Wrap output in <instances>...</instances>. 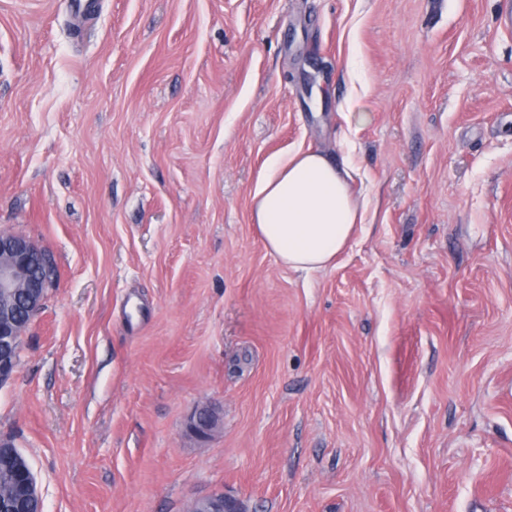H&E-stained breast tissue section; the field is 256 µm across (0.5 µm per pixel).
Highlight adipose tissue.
<instances>
[{"instance_id": "1", "label": "adipose tissue", "mask_w": 512, "mask_h": 512, "mask_svg": "<svg viewBox=\"0 0 512 512\" xmlns=\"http://www.w3.org/2000/svg\"><path fill=\"white\" fill-rule=\"evenodd\" d=\"M251 216L265 248L302 271L334 261L365 221L347 168L312 150L268 159Z\"/></svg>"}]
</instances>
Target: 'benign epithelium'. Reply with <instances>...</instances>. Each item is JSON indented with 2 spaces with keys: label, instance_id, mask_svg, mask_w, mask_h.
<instances>
[{
  "label": "benign epithelium",
  "instance_id": "obj_1",
  "mask_svg": "<svg viewBox=\"0 0 512 512\" xmlns=\"http://www.w3.org/2000/svg\"><path fill=\"white\" fill-rule=\"evenodd\" d=\"M39 247L30 239L11 233H0V300L12 299L23 290L30 319L42 311L46 287L31 274L39 255ZM27 320L0 313V386L14 377ZM216 418L206 409L195 412L187 423L190 433L199 438L208 436ZM0 465L12 469L13 482L9 497L30 506V512H43L42 498L36 477L22 452L8 439H0ZM237 512V503L222 493L212 494L192 503L191 512Z\"/></svg>",
  "mask_w": 512,
  "mask_h": 512
}]
</instances>
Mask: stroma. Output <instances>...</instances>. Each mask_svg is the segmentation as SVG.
Segmentation results:
<instances>
[{
  "instance_id": "1",
  "label": "stroma",
  "mask_w": 512,
  "mask_h": 512,
  "mask_svg": "<svg viewBox=\"0 0 512 512\" xmlns=\"http://www.w3.org/2000/svg\"><path fill=\"white\" fill-rule=\"evenodd\" d=\"M71 2L0 0V233L59 274L0 436L44 512H512V0ZM309 148L366 220L305 273L251 205ZM216 418L214 414L206 409L196 411L188 420L187 428L190 433L199 438H205L214 428ZM210 510H201V509ZM238 506L234 500L224 497L223 493L212 494L206 498L194 501L191 512H237Z\"/></svg>"
}]
</instances>
